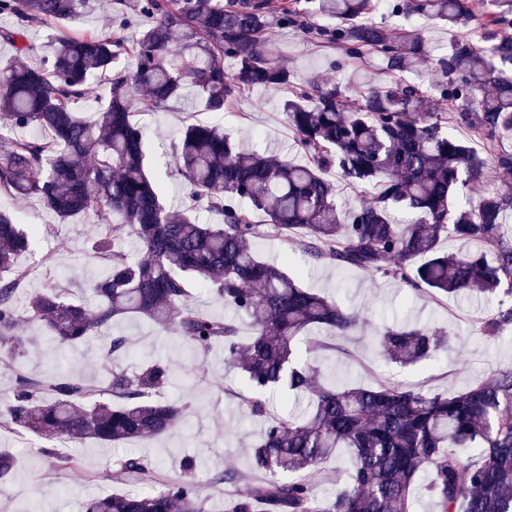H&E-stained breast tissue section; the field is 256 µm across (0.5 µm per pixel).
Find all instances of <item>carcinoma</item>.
Here are the masks:
<instances>
[{"label":"carcinoma","mask_w":512,"mask_h":512,"mask_svg":"<svg viewBox=\"0 0 512 512\" xmlns=\"http://www.w3.org/2000/svg\"><path fill=\"white\" fill-rule=\"evenodd\" d=\"M375 0H285L273 13L269 0H110L113 28L62 35L40 65L25 32L33 24L78 27L92 0H0V28L15 60L0 66V193L36 199L65 221L91 212L105 234L93 242L105 260L87 306L49 282L25 306L28 270L17 263L31 234L0 211V358L15 360L29 345L26 325L40 322L45 340L76 346L114 320L146 317L173 329L191 349L224 348V362L247 384L249 412L264 421L251 448L252 478L234 469L211 482L233 487L225 512H414L413 489L424 483L433 512H512V368L460 392L431 393L398 384L321 388L318 362L327 345L310 337L307 361L296 340L320 327L343 337L369 324L359 311L301 287L279 267L261 260L253 216H266L268 235L285 251L299 248L339 267L379 272L414 290L464 297L502 293L512 298V185L488 188L485 160L448 132V113L421 111L424 91L396 79L347 100L320 78L295 88L284 101L289 126L305 156L290 163L272 153H246L240 142L204 125H189L173 148L168 175L190 187L185 211L167 206L162 186L146 169L145 135L134 119L135 97L162 108L186 90L205 110L223 112L245 88L287 86L291 74L275 60L279 30L302 26L352 57L378 52L392 74L409 71L424 43L376 23H359ZM391 11L460 28L473 18L471 0H395ZM146 15L150 24L137 26ZM512 13L491 11L482 28L489 49L478 51L463 32L438 62L439 93L467 108L453 119L473 136L492 139L512 131ZM132 29L134 35L123 32ZM234 72L224 70V58ZM109 76L107 104L90 118L76 108L93 76ZM38 128L44 136H29ZM336 169L354 186L376 191L370 204L341 211ZM410 222L399 224L393 212ZM215 218L201 224L195 213ZM135 238L142 257L111 247L110 234ZM452 232L477 245L448 253L441 236ZM201 284L234 317L187 307L190 286ZM250 321L239 336L237 317ZM512 328V305L480 322L494 338ZM389 360L403 366L433 358L448 346L445 330L402 325L375 330ZM128 340L108 337L99 362L101 381L73 375L15 376L4 425L40 439H87L105 444L150 441L188 421V407L157 398L170 368L148 364L130 374L113 363ZM283 389L297 408L268 416L269 396ZM348 465L333 497L316 493L323 465L336 452ZM53 467L89 477L70 455L45 449ZM13 456L0 453V483L14 475ZM116 490L94 498L84 512H207L192 476L160 481L144 458L112 462Z\"/></svg>","instance_id":"cac0c4a2"}]
</instances>
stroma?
Segmentation results:
<instances>
[{
	"label": "stroma",
	"mask_w": 512,
	"mask_h": 512,
	"mask_svg": "<svg viewBox=\"0 0 512 512\" xmlns=\"http://www.w3.org/2000/svg\"><path fill=\"white\" fill-rule=\"evenodd\" d=\"M367 19L416 33L422 38L426 48L423 62L416 70L405 73L404 78L422 84L427 111H438L436 62L448 54L458 37L457 32L415 15L394 17L375 10ZM275 56L292 72L295 82L302 84L319 77L338 84L348 95L355 88L376 86L389 79L378 54L346 56L340 50L312 40L299 26L279 32ZM290 95L287 87L247 89L231 109L221 113L206 111L193 98L170 100L159 110L137 104V119L145 132L149 172L161 183L175 211L183 210L189 189L167 175L166 165L171 160V145L189 124L204 123L220 128L240 140L246 150H273L288 161L302 162L295 135L282 110L284 100ZM448 131L457 138L471 141L473 149L492 163L491 174L496 183H512L511 172L494 166L499 152H512V132L474 141L467 128L453 121L449 122ZM0 210L12 213L27 229L38 224L55 227L51 237H34L29 251L19 258L20 264L32 270L29 291H36L51 281L64 289L69 298L89 301L91 294L87 285L102 273V262L91 249L96 234L93 214L62 223L38 201H15L2 194ZM255 247L260 255L279 257L280 267L302 286L329 294L341 305L364 310L367 314L368 326L355 330L350 336L336 338L335 349L325 352L320 362V382L355 381L374 386L388 380L435 393H451L473 381L492 379L498 370L512 367V330L492 339L476 331L482 319L497 312L498 299L456 302L412 290L380 273L315 261L299 252L286 260L280 256L279 243L264 235L256 239ZM405 322L428 323L447 330V348L432 361L413 367L389 362L381 355L372 334L376 327ZM113 332L129 339L130 349L122 360L127 370H136L141 364L157 359L169 364L174 378L161 396L191 405L188 425L151 442L110 446L87 440L77 446L65 440L54 441V448L69 452L77 459L88 474L84 480L72 479L52 467L44 451L45 440L0 430V450L13 454L17 460L15 478L0 487V512H82L86 501L112 491L109 478L112 461L128 454L157 465L165 478L179 475L183 458L192 457L196 462L194 477L199 494L206 500L210 512H221L226 496L223 487L211 484L212 470L219 466L248 471L247 449L259 438L262 423L252 419L242 403L244 378L225 367L223 351H192L171 329L134 317L116 321ZM30 333L35 344L21 363L24 372L94 376L106 343L105 336H95L76 347L59 350L44 341L39 325H31Z\"/></svg>",
	"instance_id": "1"
}]
</instances>
